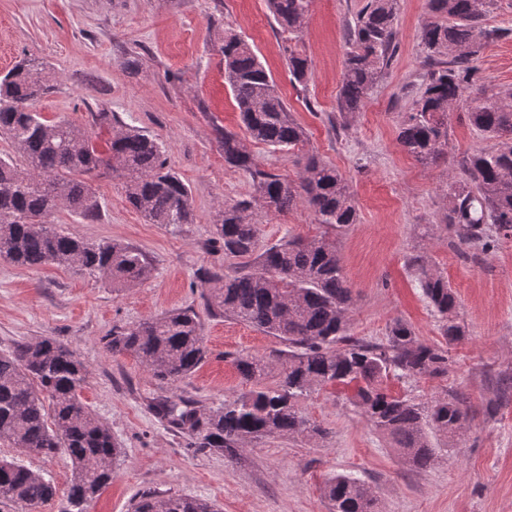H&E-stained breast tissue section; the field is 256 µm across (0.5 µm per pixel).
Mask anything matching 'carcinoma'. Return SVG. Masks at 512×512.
I'll return each instance as SVG.
<instances>
[{
  "mask_svg": "<svg viewBox=\"0 0 512 512\" xmlns=\"http://www.w3.org/2000/svg\"><path fill=\"white\" fill-rule=\"evenodd\" d=\"M285 34L288 71L297 83L308 75V59L293 41L301 31L311 0H266ZM399 0H367L350 32L339 111H360L370 89L390 67L395 54V20ZM493 0H429L433 18L420 30L430 57L452 56L433 71L398 127L399 145L418 162L448 161V121L463 98L474 97L471 124L493 145L469 157L461 176H448L445 227L458 240L486 251L498 235H512V89L487 94L476 83V60L482 41L500 36L481 26ZM224 75L249 135L276 150H301L305 129L295 122L272 78L247 40L224 31ZM46 67L34 61L17 64L0 75V135L10 139L21 162L0 157V261L30 269L58 264L104 280L114 288L151 276L150 262L139 250L120 242H87L52 224L61 205L87 221L100 215L88 172L106 168L124 179L129 203L153 224H191L190 190L172 169L163 143L142 130H121L98 149L88 132L66 119L50 121L36 102L49 92ZM224 163L250 174L251 200L218 209L215 234L227 257L256 255L245 273L206 275V308L248 324L285 345L278 367L257 355L240 354L235 366L250 388L201 416L188 401L155 398L148 408L162 422L189 433L193 447L235 458L264 437L305 434L315 440L325 429L303 414L301 402L324 385L355 384L354 404L371 425L399 451L403 462L424 469L441 449L432 436L455 444L464 435L468 410L457 395L429 403L395 396L382 387L389 374L417 379L448 374V350L421 341L412 327L397 320L386 342L372 343L347 331L353 302L336 241L324 236L289 238L256 253L260 221L255 210L283 213L298 204L317 223L341 231L357 221L347 179L314 153H305L302 173L289 182L257 168L232 133L222 134ZM412 267L422 294L442 322L449 343L464 335L452 314L455 291L419 256ZM108 352L132 354L154 380L165 383L196 371L207 356L197 313L178 309L132 327H114ZM277 373L269 384L267 378ZM86 366L76 351L51 337H39L0 353V445L21 454L64 452L72 476L61 512H86L112 481L105 463L119 448L109 428L83 402L80 391ZM333 512H375L367 483L337 474L324 485ZM54 482L12 459L0 458V502L16 512L53 500ZM135 512H215L209 503L187 497L141 498Z\"/></svg>",
  "mask_w": 512,
  "mask_h": 512,
  "instance_id": "obj_1",
  "label": "carcinoma"
}]
</instances>
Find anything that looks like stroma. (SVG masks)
Masks as SVG:
<instances>
[{
	"instance_id": "35a3bbf8",
	"label": "stroma",
	"mask_w": 512,
	"mask_h": 512,
	"mask_svg": "<svg viewBox=\"0 0 512 512\" xmlns=\"http://www.w3.org/2000/svg\"><path fill=\"white\" fill-rule=\"evenodd\" d=\"M364 3L312 0L296 41L310 62L302 86L288 72L283 37L265 0H0V71L24 57L47 64L55 89L38 103L45 118L69 120L101 148L113 127L96 126L98 113L146 131L163 141L190 189L193 223L152 224L128 203L121 180L104 170L92 181L101 205L97 221L64 206L51 218L87 241L137 247L152 264L147 280L115 288L57 264L29 270L0 262V351L40 336L72 347L88 369L82 398L120 447L111 483L87 512H133L145 495L202 499L217 512H330L323 487L339 473L364 479L379 512H512V394L499 393L512 379V238L486 252L461 244L442 225L447 167L420 164L396 140L404 112L441 65L427 59L419 39L430 17L427 0H399L391 66L360 112L340 116L348 33ZM482 25L506 35L483 43L479 83L491 93L510 88L512 0H496ZM228 28L255 47L307 132L306 150L349 181L357 222L335 236L355 296L349 333L382 343L401 319L420 340L448 347L446 376L384 381L392 393L419 401L447 392L466 399L464 438L428 468L403 463L343 386L317 388L301 405L326 428L324 437H266L233 463L190 448L188 433L162 424L147 408L154 397L185 398L209 412L247 388L234 356L272 357L282 348L251 326L210 314L202 297L204 271L233 273L245 265L215 242V214L220 204L254 193L249 173L225 164L221 145L222 132L245 133L224 78L220 47ZM469 109L461 103L448 124V156L457 163L491 145L471 126ZM246 146L259 169L297 181L303 152L251 139ZM324 231L300 204L263 218L259 245ZM416 256L458 295L464 334L454 343H446L415 279L410 261ZM189 307L200 316L208 355L186 378L158 383L134 356L104 348L112 327ZM0 456L52 479L66 495L72 465L65 454L21 455L2 446Z\"/></svg>"
}]
</instances>
